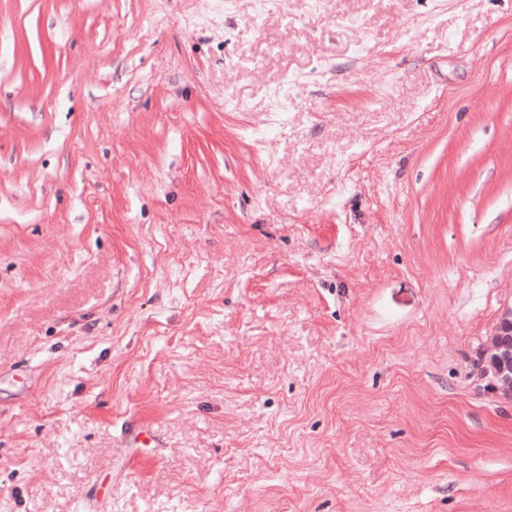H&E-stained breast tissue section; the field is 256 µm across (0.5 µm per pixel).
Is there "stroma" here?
<instances>
[{"label": "stroma", "instance_id": "obj_1", "mask_svg": "<svg viewBox=\"0 0 512 512\" xmlns=\"http://www.w3.org/2000/svg\"><path fill=\"white\" fill-rule=\"evenodd\" d=\"M509 303L512 0H0V512H512ZM482 356L486 363L483 371L489 378L494 393L512 399V306L506 305L487 338Z\"/></svg>", "mask_w": 512, "mask_h": 512}]
</instances>
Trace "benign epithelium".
I'll list each match as a JSON object with an SVG mask.
<instances>
[{
	"mask_svg": "<svg viewBox=\"0 0 512 512\" xmlns=\"http://www.w3.org/2000/svg\"><path fill=\"white\" fill-rule=\"evenodd\" d=\"M482 356L485 377L494 393L512 399V306H505L487 338Z\"/></svg>",
	"mask_w": 512,
	"mask_h": 512,
	"instance_id": "benign-epithelium-1",
	"label": "benign epithelium"
}]
</instances>
